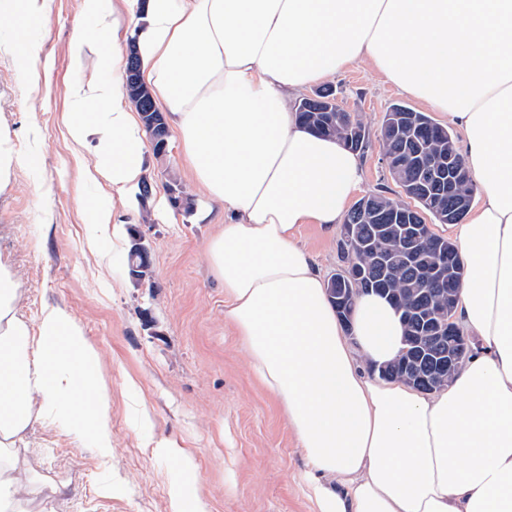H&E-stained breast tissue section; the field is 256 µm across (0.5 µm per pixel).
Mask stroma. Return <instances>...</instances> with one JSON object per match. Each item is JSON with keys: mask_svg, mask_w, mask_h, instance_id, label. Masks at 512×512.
I'll list each match as a JSON object with an SVG mask.
<instances>
[{"mask_svg": "<svg viewBox=\"0 0 512 512\" xmlns=\"http://www.w3.org/2000/svg\"><path fill=\"white\" fill-rule=\"evenodd\" d=\"M80 0H50L47 21L33 24L42 48L37 65L13 56V32L0 26V125L18 159L0 190V260L21 282L20 312L37 327L45 305L66 308L100 353L110 393L112 455L52 419L34 424L21 463L40 479L64 482L68 495H39L42 512H169L167 488L180 480L171 462L146 453L145 438L173 439L197 461L188 491L205 495L212 512H311L300 482L297 440L279 405L255 381L224 321V286L205 261L208 239L224 221L221 208L200 216L201 195L184 171L177 134L168 151H147L144 179L152 192L134 198L130 233L120 245L91 247L86 200L98 192L83 177L92 155L75 157L63 132L65 87L79 78L68 46ZM341 105L365 125L361 196L401 197L378 142L393 105L424 111L365 64L329 79ZM178 184L189 207L160 208ZM340 228L305 225L299 239L325 276L344 267ZM149 249L153 278L134 285L126 272L133 235Z\"/></svg>", "mask_w": 512, "mask_h": 512, "instance_id": "35a3bbf8", "label": "stroma"}]
</instances>
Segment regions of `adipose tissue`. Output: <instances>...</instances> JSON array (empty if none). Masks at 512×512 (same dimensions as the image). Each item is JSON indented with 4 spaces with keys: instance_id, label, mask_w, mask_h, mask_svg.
<instances>
[{
    "instance_id": "adipose-tissue-1",
    "label": "adipose tissue",
    "mask_w": 512,
    "mask_h": 512,
    "mask_svg": "<svg viewBox=\"0 0 512 512\" xmlns=\"http://www.w3.org/2000/svg\"><path fill=\"white\" fill-rule=\"evenodd\" d=\"M47 6L0 10L26 62L40 56L27 30ZM81 18L69 147L92 149L86 180L123 196L140 186L146 132L120 43L134 40L191 180L224 209L206 261L253 376L302 450L313 512H512V0H81ZM358 63L448 117L481 190L464 223L434 233L458 244L469 277L455 318L483 347L433 392L380 377L404 347L399 311L363 294L341 322L299 244L304 225L343 222L362 167L292 103ZM85 212L90 239L123 238L107 195ZM19 304L0 261V512H32L18 463L44 413L112 454L97 349L67 310L46 306L34 333Z\"/></svg>"
}]
</instances>
